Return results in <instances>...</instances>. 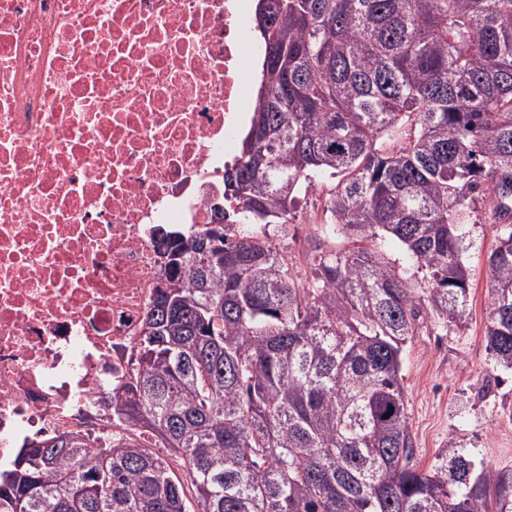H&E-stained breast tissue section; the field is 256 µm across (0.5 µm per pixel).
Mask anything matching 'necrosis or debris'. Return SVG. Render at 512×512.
I'll return each mask as SVG.
<instances>
[{
    "label": "necrosis or debris",
    "instance_id": "4bbe7bcc",
    "mask_svg": "<svg viewBox=\"0 0 512 512\" xmlns=\"http://www.w3.org/2000/svg\"><path fill=\"white\" fill-rule=\"evenodd\" d=\"M252 0H0V463L127 434L157 227L209 223L254 80Z\"/></svg>",
    "mask_w": 512,
    "mask_h": 512
}]
</instances>
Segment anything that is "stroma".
I'll return each instance as SVG.
<instances>
[{
	"mask_svg": "<svg viewBox=\"0 0 512 512\" xmlns=\"http://www.w3.org/2000/svg\"><path fill=\"white\" fill-rule=\"evenodd\" d=\"M336 183L324 174L302 186L288 223L270 231L273 244L301 273L311 269V242L329 232L323 207ZM503 232L487 220L483 205H473L464 236L470 285L464 320L445 333L424 322L403 346L401 377L420 469H429L452 441L476 469H512V371L496 363L485 340L487 257Z\"/></svg>",
	"mask_w": 512,
	"mask_h": 512,
	"instance_id": "obj_1",
	"label": "stroma"
}]
</instances>
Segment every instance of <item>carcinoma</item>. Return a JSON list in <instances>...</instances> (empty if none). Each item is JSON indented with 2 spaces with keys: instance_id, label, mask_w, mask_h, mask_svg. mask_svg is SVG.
I'll use <instances>...</instances> for the list:
<instances>
[{
  "instance_id": "1",
  "label": "carcinoma",
  "mask_w": 512,
  "mask_h": 512,
  "mask_svg": "<svg viewBox=\"0 0 512 512\" xmlns=\"http://www.w3.org/2000/svg\"><path fill=\"white\" fill-rule=\"evenodd\" d=\"M250 125L224 167L226 225L170 230L137 369L104 398L132 436L26 440L0 512H512V469L474 473L450 440L414 463L401 351L459 325L461 224L512 209V0H274ZM411 126L410 138L398 142ZM329 173L311 279L270 241L302 183ZM397 240L414 279L377 250ZM217 238L224 260L203 245ZM486 347L512 369V230L488 256ZM162 437L170 456L133 437Z\"/></svg>"
}]
</instances>
